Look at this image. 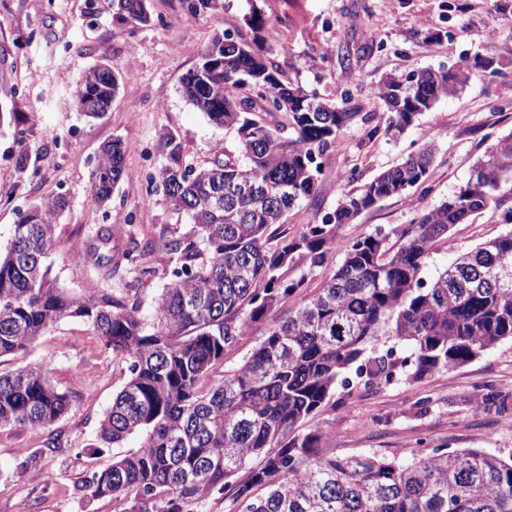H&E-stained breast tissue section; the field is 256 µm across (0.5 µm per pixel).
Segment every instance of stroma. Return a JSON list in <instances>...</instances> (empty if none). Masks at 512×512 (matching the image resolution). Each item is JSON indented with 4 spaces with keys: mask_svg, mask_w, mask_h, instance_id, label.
I'll return each instance as SVG.
<instances>
[{
    "mask_svg": "<svg viewBox=\"0 0 512 512\" xmlns=\"http://www.w3.org/2000/svg\"><path fill=\"white\" fill-rule=\"evenodd\" d=\"M255 8L265 18L258 31L247 23ZM149 11V22L134 24L113 11L112 0H0V248L8 247L20 210L64 196L67 207L56 218L48 262L58 285L71 294L117 293L131 283L126 271L102 278L91 263L73 260L107 226L118 245L131 238L153 244L157 273L138 291L143 314L152 311L169 266L163 244L192 229L153 184L167 162L163 137L175 134L184 160L199 166L233 142L182 92L183 76L218 36L271 49L284 78L324 98L348 100L361 115L321 157L317 200L290 213L285 228L291 234L333 211L341 189L357 191L360 182L433 143L425 184L361 212L338 235L348 242L403 227L466 183L487 149L483 135L512 132V0H220L217 8L198 13L187 0H150ZM477 55L493 60L498 74L472 76L400 139L378 132L383 107L376 90L383 77L403 78ZM98 64L119 71L123 82L109 111L90 122L71 93ZM114 139L125 145V175L99 207L91 200V173L101 146ZM345 170L358 179L343 187L337 179ZM504 230L489 212L456 225L435 245L425 276ZM42 362L50 384L69 397L70 410L45 428L0 430V512H16L21 500L31 512H115L111 498L87 500L80 487L90 469L139 445L133 436L94 452L99 422L127 368L79 320L58 324L20 358L0 359V370ZM488 382L512 394V344L418 380L400 375L388 385L338 388L308 427L322 431L330 453L339 457L375 453L407 460L426 444L510 454L512 427L503 414L474 410ZM53 433L61 434L62 451L42 459L37 478L18 476L16 466Z\"/></svg>",
    "mask_w": 512,
    "mask_h": 512,
    "instance_id": "35a3bbf8",
    "label": "stroma"
}]
</instances>
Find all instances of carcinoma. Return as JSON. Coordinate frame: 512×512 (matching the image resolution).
<instances>
[{
	"instance_id": "cac0c4a2",
	"label": "carcinoma",
	"mask_w": 512,
	"mask_h": 512,
	"mask_svg": "<svg viewBox=\"0 0 512 512\" xmlns=\"http://www.w3.org/2000/svg\"><path fill=\"white\" fill-rule=\"evenodd\" d=\"M148 0H113L132 22L150 20ZM217 65L201 78H182V91L208 120L233 135L206 166L183 161L174 134L164 136L168 164L159 183L195 235L164 243L168 283L150 317L137 289L89 291L59 287L47 258L55 243L59 199L33 204L13 225L0 253V357L24 354L57 324L79 319L127 364L128 378L99 425L97 451L131 435L140 445L89 473L85 488L109 497L121 512H203L206 499L232 489L239 512H512V454L436 448L407 461L359 454H322V435L299 433L355 371L368 381L392 376L386 356L368 355L382 339L407 345L404 364L422 378L474 362L512 342V133L497 138L472 169L479 171L432 210L391 235L368 234L340 248L344 258L312 294L304 295L236 369L217 384L209 375L251 325L298 292L285 282L295 259L324 266L337 229L380 201L424 184L434 146L425 143L358 192L342 194L336 209L281 230L290 212L319 189L318 158L358 113L285 80L270 58L224 36ZM480 56L462 66L426 69L405 79L385 77L377 90L388 110L384 134L400 138L441 98L455 94L478 71ZM121 83L106 64L91 69L73 92L77 109L96 119L110 108ZM261 99L288 114L285 136L252 110ZM125 149L112 140L92 173V200L101 206L122 179ZM491 211L510 229L457 255L433 278L422 276L433 247L457 224ZM276 239L274 247L269 246ZM146 244L122 259L136 277L156 274ZM94 269L112 273V254L85 253ZM478 407H505L509 394L484 385ZM68 397L48 381L47 367L0 371V429L50 426L69 411ZM63 450L61 435L19 464L35 477L43 456Z\"/></svg>"
}]
</instances>
